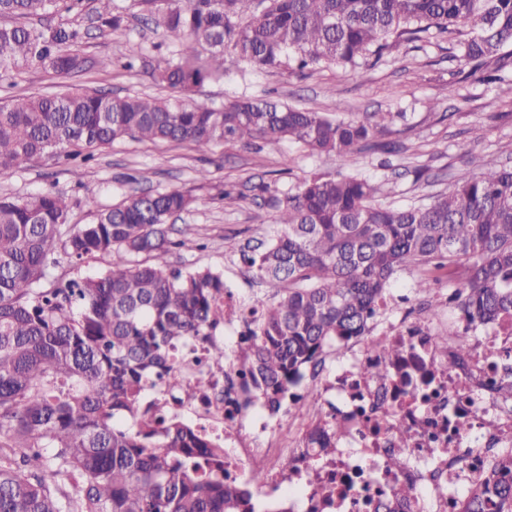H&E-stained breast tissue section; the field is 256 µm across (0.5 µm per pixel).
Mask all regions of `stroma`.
<instances>
[{
	"label": "stroma",
	"mask_w": 512,
	"mask_h": 512,
	"mask_svg": "<svg viewBox=\"0 0 512 512\" xmlns=\"http://www.w3.org/2000/svg\"><path fill=\"white\" fill-rule=\"evenodd\" d=\"M115 2L129 16L127 30L107 35L92 28L83 44L87 57H111L110 68L90 67L65 79L29 66L15 76L13 86H0V97L59 94L74 86L168 97V90L153 79L155 68L169 56L168 36L145 24L138 0ZM134 43L141 46L142 57L127 69L124 56ZM454 53L447 35L435 33L399 42L375 66L354 70L329 64L299 75L283 68L260 71L235 59L228 62L223 82L200 91L218 105L241 96H264L315 112L338 111L346 118L393 113L381 136L400 147L390 156L354 153L332 162L288 140L220 144L200 152L187 143L128 139L98 152L77 177L57 158L38 159L24 171L0 177V195L24 197L53 186L77 197L92 195L100 207L109 208L121 203L135 184L147 193L178 189L192 194L198 205L167 224L171 237L185 241L169 255L170 265L222 271L250 298L259 288L239 263V250L247 240L266 236L277 214L275 197L294 190L302 179L315 173L360 174L382 186L386 201L411 204L446 191L461 175L506 163L502 148L512 142V63L488 82L481 74L459 72Z\"/></svg>",
	"instance_id": "stroma-1"
}]
</instances>
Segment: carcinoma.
I'll return each mask as SVG.
<instances>
[{
	"label": "carcinoma",
	"mask_w": 512,
	"mask_h": 512,
	"mask_svg": "<svg viewBox=\"0 0 512 512\" xmlns=\"http://www.w3.org/2000/svg\"><path fill=\"white\" fill-rule=\"evenodd\" d=\"M99 30L125 15L94 0ZM146 21L177 41L155 79L165 99L73 88L0 100V175L44 156L78 170L127 138L187 142L200 151L255 139L294 141L331 159L396 152L375 140L391 119H338L256 98L217 106L196 97L224 80L226 57L263 70L288 62L358 68L402 39L434 28L455 41L461 66L500 60L512 45V0H140ZM84 0H0V77L38 65L68 77L89 64L83 33L45 20ZM360 175L314 174L275 198L272 233L239 259L266 286L248 336L227 360L209 341L212 371L232 367L242 390L272 415L315 403L303 386L336 340L369 335L395 275L428 294L448 275L467 327L512 317V166L462 177L422 205L380 202ZM68 226L71 196L47 189L0 195V512H254L251 490L224 473V446L170 415L183 389L173 349L224 325V274L182 271L167 254L184 245L167 221L195 207L180 190L99 208ZM61 251L92 277L52 275ZM145 254L148 264L136 257ZM465 512H512V456L469 493ZM57 258L59 263L55 267V273L63 275L67 279L97 275L105 271L111 261L109 255H98L96 258L90 259L79 266H74L60 251Z\"/></svg>",
	"instance_id": "obj_1"
}]
</instances>
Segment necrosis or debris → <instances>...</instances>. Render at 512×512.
<instances>
[{
    "label": "necrosis or debris",
    "mask_w": 512,
    "mask_h": 512,
    "mask_svg": "<svg viewBox=\"0 0 512 512\" xmlns=\"http://www.w3.org/2000/svg\"><path fill=\"white\" fill-rule=\"evenodd\" d=\"M465 325L461 314L427 323L403 310L401 298H388L371 336L341 347L333 373L312 382L315 405L286 428L264 420L258 409L235 406L234 371L210 374L197 353L182 351L177 358L186 391L173 410L223 442L231 479L250 468L263 470L266 485L277 489L305 486L296 512H382L387 494L403 484L415 489L405 512H462L468 490L499 458L512 455V399L497 390L501 379L512 377V318L484 326L469 361L452 371L447 351L432 337L456 338ZM394 346L400 359L387 356ZM372 365L388 368L385 382L368 375ZM327 421L336 431V453L323 458L308 436ZM397 426L410 438L400 470L389 464ZM250 427L287 432V448L255 443ZM284 456L295 460L286 471L279 465Z\"/></svg>",
    "instance_id": "obj_1"
}]
</instances>
